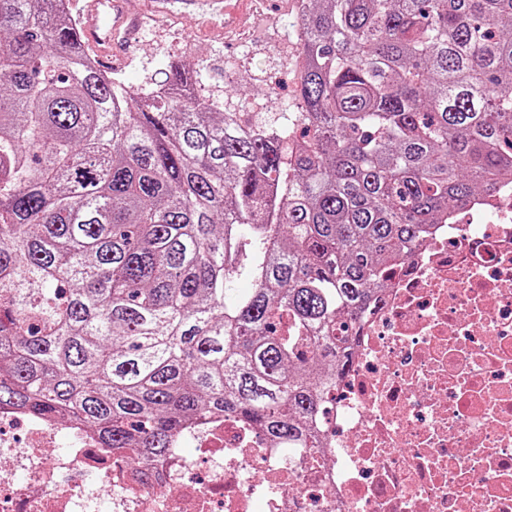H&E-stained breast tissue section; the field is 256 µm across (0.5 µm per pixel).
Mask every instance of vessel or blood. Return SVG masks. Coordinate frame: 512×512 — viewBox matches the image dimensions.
<instances>
[{
	"label": "vessel or blood",
	"instance_id": "b4317fda",
	"mask_svg": "<svg viewBox=\"0 0 512 512\" xmlns=\"http://www.w3.org/2000/svg\"><path fill=\"white\" fill-rule=\"evenodd\" d=\"M135 21L125 0H90L81 25L80 42L96 52L100 68L109 69L119 58L122 48L118 38L132 39Z\"/></svg>",
	"mask_w": 512,
	"mask_h": 512
}]
</instances>
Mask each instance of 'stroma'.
<instances>
[{
    "instance_id": "obj_1",
    "label": "stroma",
    "mask_w": 512,
    "mask_h": 512,
    "mask_svg": "<svg viewBox=\"0 0 512 512\" xmlns=\"http://www.w3.org/2000/svg\"><path fill=\"white\" fill-rule=\"evenodd\" d=\"M147 0H127L133 14L144 16L139 41L126 49L117 71L130 84L165 80L168 63L190 67L207 94L229 98L236 108L248 110L252 99L267 102V117H276L284 103L294 101L297 72L280 70L274 93H267L255 77L265 69H280L271 46L288 28L286 0H266L256 8L244 5L243 33L225 31L221 19L212 15L187 18L178 14L155 21L146 18Z\"/></svg>"
}]
</instances>
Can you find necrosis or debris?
<instances>
[{
	"label": "necrosis or debris",
	"mask_w": 512,
	"mask_h": 512,
	"mask_svg": "<svg viewBox=\"0 0 512 512\" xmlns=\"http://www.w3.org/2000/svg\"><path fill=\"white\" fill-rule=\"evenodd\" d=\"M320 462L231 418L134 468L0 409V512H512V183L432 226L360 316Z\"/></svg>",
	"instance_id": "necrosis-or-debris-1"
}]
</instances>
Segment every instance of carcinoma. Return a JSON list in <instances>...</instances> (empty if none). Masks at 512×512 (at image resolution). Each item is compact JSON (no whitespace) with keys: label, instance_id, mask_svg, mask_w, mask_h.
Listing matches in <instances>:
<instances>
[{"label":"carcinoma","instance_id":"cac0c4a2","mask_svg":"<svg viewBox=\"0 0 512 512\" xmlns=\"http://www.w3.org/2000/svg\"><path fill=\"white\" fill-rule=\"evenodd\" d=\"M58 2L0 0V408L135 465L226 416L317 452L358 315L512 180V0H307L272 122L105 77Z\"/></svg>","mask_w":512,"mask_h":512}]
</instances>
